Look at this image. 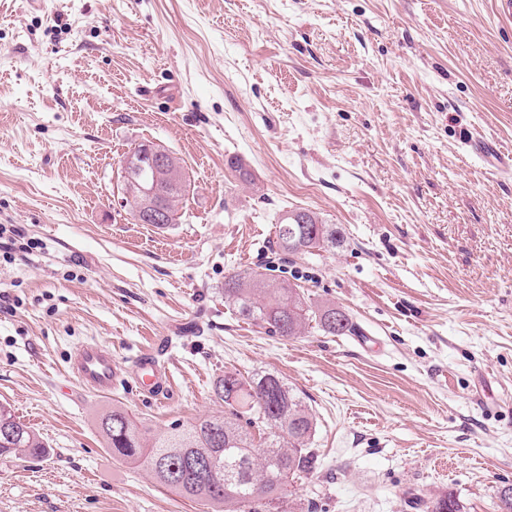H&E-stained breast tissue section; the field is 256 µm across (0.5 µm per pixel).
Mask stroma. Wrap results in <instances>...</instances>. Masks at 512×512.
I'll list each match as a JSON object with an SVG mask.
<instances>
[{"instance_id":"35a3bbf8","label":"stroma","mask_w":512,"mask_h":512,"mask_svg":"<svg viewBox=\"0 0 512 512\" xmlns=\"http://www.w3.org/2000/svg\"><path fill=\"white\" fill-rule=\"evenodd\" d=\"M512 21L497 0H0V224L46 250L0 263V403L46 458L0 459V512H207L113 458L98 418L154 432L223 411L224 371L281 376L316 421L294 512H413L415 490L495 512L512 483ZM153 142L187 177L176 224L121 207ZM240 159L235 172L230 159ZM303 208L330 251L281 259ZM269 270L376 339L287 338L224 301ZM95 340L161 346L168 396L104 397ZM285 215L276 234L280 254L285 257L336 248V244L341 242L340 228L335 224H324L309 210L296 209Z\"/></svg>"}]
</instances>
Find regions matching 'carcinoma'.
<instances>
[{"label":"carcinoma","instance_id":"obj_1","mask_svg":"<svg viewBox=\"0 0 512 512\" xmlns=\"http://www.w3.org/2000/svg\"><path fill=\"white\" fill-rule=\"evenodd\" d=\"M168 209L176 214L183 198L185 173L170 172ZM342 233L305 209L281 218L280 254L288 257L334 248ZM224 302L239 317L271 336L293 337L315 323L330 335L351 332L350 321L336 322V305L312 306L297 285L272 280L258 271L225 277ZM214 394L224 413L187 425L175 423L152 435L138 417L114 406L98 422L112 456L131 465L148 463L155 480L197 501L211 512H287L292 487L319 466L311 448L313 416L283 378L271 372L244 377L226 372ZM47 444L34 429L0 404V457H44ZM420 512H457L451 496L412 495Z\"/></svg>","mask_w":512,"mask_h":512}]
</instances>
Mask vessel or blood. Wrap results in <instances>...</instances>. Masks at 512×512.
<instances>
[{
	"mask_svg": "<svg viewBox=\"0 0 512 512\" xmlns=\"http://www.w3.org/2000/svg\"><path fill=\"white\" fill-rule=\"evenodd\" d=\"M70 373L86 390L102 395L111 394L128 378L154 399L162 396L169 386L168 373L156 351H142L132 369L128 370L106 346L96 341L80 346Z\"/></svg>",
	"mask_w": 512,
	"mask_h": 512,
	"instance_id": "b4317fda",
	"label": "vessel or blood"
}]
</instances>
